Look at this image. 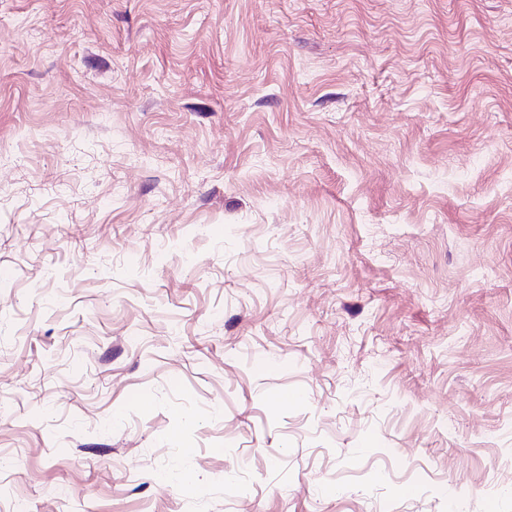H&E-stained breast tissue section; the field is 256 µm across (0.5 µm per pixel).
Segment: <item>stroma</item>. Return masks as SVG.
<instances>
[{"instance_id":"35a3bbf8","label":"stroma","mask_w":512,"mask_h":512,"mask_svg":"<svg viewBox=\"0 0 512 512\" xmlns=\"http://www.w3.org/2000/svg\"><path fill=\"white\" fill-rule=\"evenodd\" d=\"M1 453L0 512H512V0H0Z\"/></svg>"}]
</instances>
